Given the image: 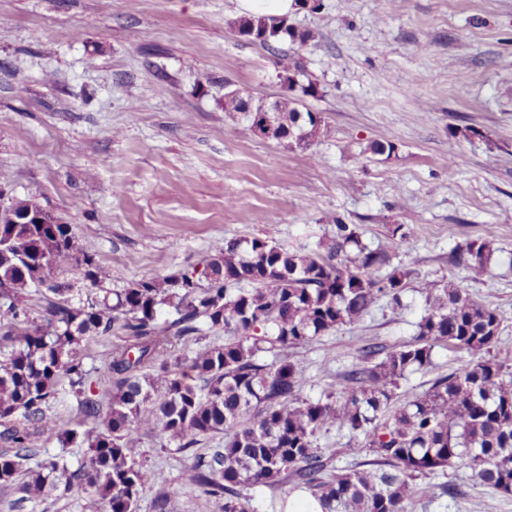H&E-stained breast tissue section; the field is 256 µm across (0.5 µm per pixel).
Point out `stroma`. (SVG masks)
I'll return each instance as SVG.
<instances>
[{
  "instance_id": "35a3bbf8",
  "label": "stroma",
  "mask_w": 512,
  "mask_h": 512,
  "mask_svg": "<svg viewBox=\"0 0 512 512\" xmlns=\"http://www.w3.org/2000/svg\"><path fill=\"white\" fill-rule=\"evenodd\" d=\"M288 20L313 30L293 46L316 92L303 109L329 128L310 162L225 112V88L271 102L286 93L277 58L240 36V0H0V173L8 197L32 199L71 225L124 288L197 263L228 239L276 227L288 250H313L335 216L391 266L410 269L402 307L369 315L295 350L304 398L318 399L355 348L412 341L424 283L455 281L496 308L497 351L512 356V0H320ZM395 147L368 153L370 143ZM410 219L399 247L388 227ZM491 237V272L470 281L452 250ZM401 380L405 399L458 365ZM142 440L138 454L170 480L171 512H219L183 481L186 458ZM457 498H413L411 512H512V494L475 471L447 470ZM0 512H96L79 491Z\"/></svg>"
}]
</instances>
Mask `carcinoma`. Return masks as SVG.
Segmentation results:
<instances>
[{
  "label": "carcinoma",
  "mask_w": 512,
  "mask_h": 512,
  "mask_svg": "<svg viewBox=\"0 0 512 512\" xmlns=\"http://www.w3.org/2000/svg\"><path fill=\"white\" fill-rule=\"evenodd\" d=\"M235 29L274 53L312 38L286 17H244ZM284 69L292 84L307 79L302 93L313 89L300 61L291 58ZM247 105L252 119L275 110L270 135L316 161L309 149L322 123L288 139L298 99L283 96L267 106L224 90V111ZM490 255V240L473 239L455 261L476 280L490 273ZM73 260L90 287L76 303L73 284L60 277ZM389 261L338 216L319 251L284 249L272 227L263 238L226 241L198 265L118 291L107 287L111 272L78 244L70 225L30 200L0 204V440L7 444L0 484L16 487L23 500L81 486L102 512H138L150 488L154 512H170L173 488L136 459L142 438L163 436L191 459L185 482L220 512H250L242 486L273 489L284 481L309 492L322 512H408L420 492L415 480L453 468H470L511 493L512 359L492 352L501 333L496 309L453 281L424 284L425 314L412 341L398 348L363 344L329 391L315 401L301 396L306 368L288 350L360 320L380 298L401 305L410 271L380 274ZM32 291L43 301L39 319L25 309ZM212 331L224 332V343L206 340ZM111 335L121 342L106 365L104 407L83 349ZM437 345L471 359L397 401L399 380L431 367ZM178 346L192 347L191 356L176 355ZM265 352L273 362L260 361ZM64 385L83 413L76 428L51 411ZM335 426L355 439L351 453L364 449L371 458L331 470L316 437ZM53 434L87 446L75 469L41 456L37 443ZM216 437L224 447L196 452Z\"/></svg>",
  "instance_id": "1"
}]
</instances>
